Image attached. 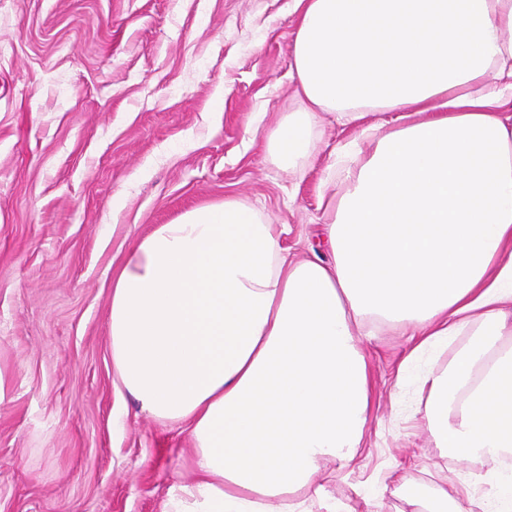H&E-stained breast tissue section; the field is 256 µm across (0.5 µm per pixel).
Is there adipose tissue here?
Wrapping results in <instances>:
<instances>
[{
    "instance_id": "adipose-tissue-1",
    "label": "adipose tissue",
    "mask_w": 512,
    "mask_h": 512,
    "mask_svg": "<svg viewBox=\"0 0 512 512\" xmlns=\"http://www.w3.org/2000/svg\"><path fill=\"white\" fill-rule=\"evenodd\" d=\"M296 2L304 106L270 152L295 168L322 112L363 124L372 149L332 152L330 260L294 258L287 225L228 198L158 225L114 276L118 386L192 439L194 478L165 512H355L323 468L357 463L368 315L412 328L406 368L471 330L422 378L424 418L440 457L512 455V0ZM410 501L468 512L470 498L442 482Z\"/></svg>"
}]
</instances>
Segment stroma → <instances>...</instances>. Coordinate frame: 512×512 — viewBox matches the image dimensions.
Instances as JSON below:
<instances>
[{"mask_svg": "<svg viewBox=\"0 0 512 512\" xmlns=\"http://www.w3.org/2000/svg\"><path fill=\"white\" fill-rule=\"evenodd\" d=\"M294 0H0V512H164L193 477L187 429L119 392L112 277L135 242L199 206L239 200L326 258L331 145L358 129L320 114L296 169L265 147L297 108ZM409 328L368 317L372 410L354 467L327 490L359 512H412L401 490L472 461L441 458L421 375L398 380Z\"/></svg>", "mask_w": 512, "mask_h": 512, "instance_id": "1", "label": "stroma"}]
</instances>
